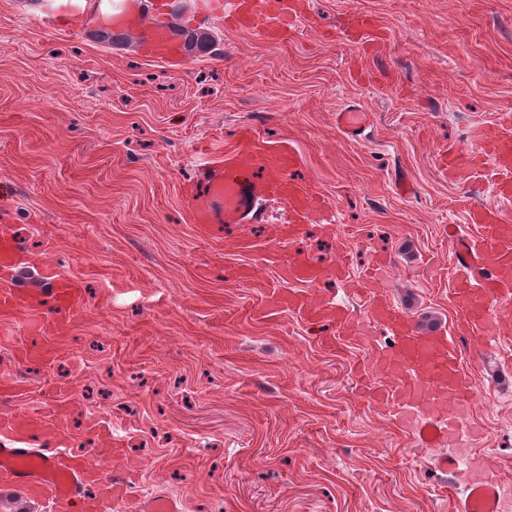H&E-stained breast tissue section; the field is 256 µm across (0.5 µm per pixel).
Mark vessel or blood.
Instances as JSON below:
<instances>
[{
  "instance_id": "1",
  "label": "vessel or blood",
  "mask_w": 512,
  "mask_h": 512,
  "mask_svg": "<svg viewBox=\"0 0 512 512\" xmlns=\"http://www.w3.org/2000/svg\"><path fill=\"white\" fill-rule=\"evenodd\" d=\"M232 12L241 21L263 28L266 18L288 9L286 0H232ZM152 0H120L110 27L114 34L131 35L142 53L169 63L181 62L185 45L170 25L148 24ZM336 123L350 139L365 136L368 120L364 112L348 108L336 115ZM494 182L499 198H512V122L500 123L494 138ZM297 157L292 151L270 152L242 137L237 147L223 157L198 167L184 205L193 223L201 229L214 224H254L259 204L278 199L288 206L293 220L289 235H297L313 206V195L302 183L287 178ZM478 234L465 236L457 225H449L455 244V288L452 301L461 313L456 336L444 332L423 334L387 298L373 299L370 313L388 324L395 345L378 351L376 364L399 361L405 374L398 390L412 404L415 415L408 422L416 442L437 448L459 439L467 424L466 403L470 383L458 369L456 339H480L490 344L488 325L512 319V227L503 225L498 210L478 207L470 214ZM290 307L309 321L348 331L351 315L344 305L323 296L292 295ZM457 397L453 414L440 410L442 402ZM95 471L84 457L73 452L53 453L45 448L9 447L0 442V484L21 490L25 496L51 497L64 503L83 499L84 512H103L97 498L86 496ZM502 485L494 477L478 474L468 478L466 496L457 502V512H504Z\"/></svg>"
}]
</instances>
